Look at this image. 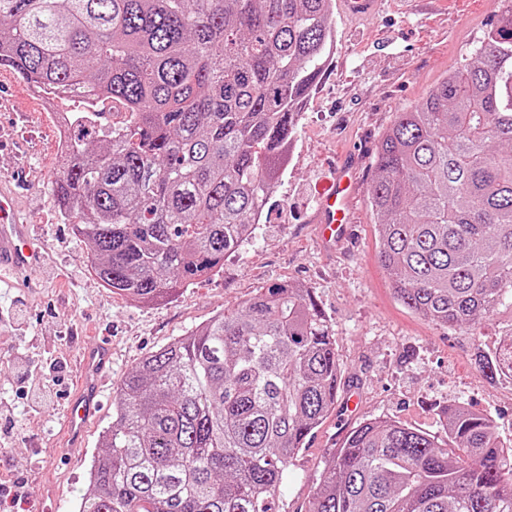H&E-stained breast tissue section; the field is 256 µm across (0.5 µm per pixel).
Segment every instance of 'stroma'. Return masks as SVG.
Here are the masks:
<instances>
[{
    "mask_svg": "<svg viewBox=\"0 0 512 512\" xmlns=\"http://www.w3.org/2000/svg\"><path fill=\"white\" fill-rule=\"evenodd\" d=\"M502 0H382L355 22L334 8L336 50L310 93L288 164L254 237L219 272L143 303L112 294L93 275L83 243L64 224L49 185L58 163L53 115L79 112L80 98L46 103L20 75L0 88V179L22 175L21 213L48 263L25 288L0 290V406L22 427L0 457V483L25 486L0 498V512H75L87 473L112 425L123 377L148 353L237 308L254 292L288 281L310 288L329 320L342 364L338 404L288 464L280 512H309L321 474L348 431L366 419H393L441 433V408L463 404L490 416L512 443V381H489L473 364L476 347L512 336V307L477 330L451 329L403 306L378 261V218L370 206L377 145L398 110L418 104L483 40ZM354 165L347 238L329 249L317 236V206L342 162ZM112 343L102 407L83 452L59 456L82 348ZM45 367L49 402L21 394L20 370Z\"/></svg>",
    "mask_w": 512,
    "mask_h": 512,
    "instance_id": "stroma-1",
    "label": "stroma"
}]
</instances>
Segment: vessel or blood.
<instances>
[{"label": "vessel or blood", "instance_id": "obj_1", "mask_svg": "<svg viewBox=\"0 0 512 512\" xmlns=\"http://www.w3.org/2000/svg\"><path fill=\"white\" fill-rule=\"evenodd\" d=\"M351 170H336V186L320 204L321 238L330 243L344 239L347 210L351 194ZM41 252L33 245L29 225L19 221L10 188L0 181V288L15 285L17 275L40 265ZM112 363V348L102 343L84 349L81 354V376L77 392L70 402L65 422L69 447H80L86 424L95 413L102 392L101 375Z\"/></svg>", "mask_w": 512, "mask_h": 512}]
</instances>
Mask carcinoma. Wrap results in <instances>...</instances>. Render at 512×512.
Wrapping results in <instances>:
<instances>
[{"label": "carcinoma", "instance_id": "cac0c4a2", "mask_svg": "<svg viewBox=\"0 0 512 512\" xmlns=\"http://www.w3.org/2000/svg\"><path fill=\"white\" fill-rule=\"evenodd\" d=\"M333 0H0V67L124 109L105 144L69 117L51 182L101 286L153 301L248 242L334 48ZM512 5L374 157L370 204L398 300L448 328L512 305ZM512 378V337L479 350ZM333 330L274 283L145 356L112 403L77 512H277L288 462L336 407ZM444 436L353 427L309 512H512V448L459 404Z\"/></svg>", "mask_w": 512, "mask_h": 512}]
</instances>
